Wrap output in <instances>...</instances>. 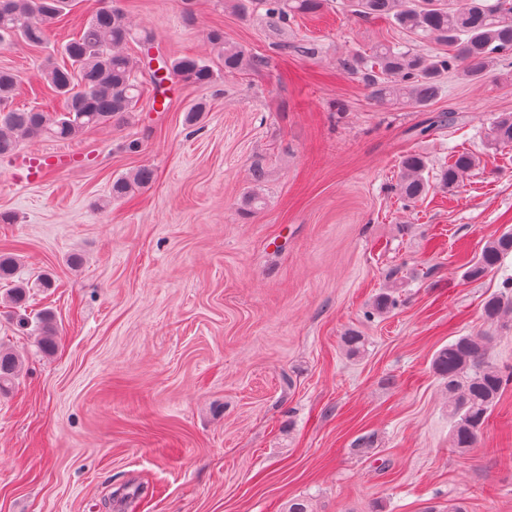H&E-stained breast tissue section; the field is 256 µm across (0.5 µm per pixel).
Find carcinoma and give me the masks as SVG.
Masks as SVG:
<instances>
[{
    "instance_id": "1",
    "label": "carcinoma",
    "mask_w": 512,
    "mask_h": 512,
    "mask_svg": "<svg viewBox=\"0 0 512 512\" xmlns=\"http://www.w3.org/2000/svg\"><path fill=\"white\" fill-rule=\"evenodd\" d=\"M71 0H0V46L23 42L40 47L49 43L48 32L62 20ZM271 25L281 27L287 16L316 15L325 0H266ZM356 15L367 19H385L395 26L454 48V53L427 55L401 45L380 44L367 56H354L343 62L352 72L363 66L371 69L373 95L381 101L422 107L437 97L439 78L449 70H458L471 79L481 78L497 60L512 55V0H457L450 7L439 0H351ZM150 43L154 37L137 34L126 22L124 9L116 0L92 13L76 36L58 45L61 59L48 55L42 63L43 83L60 98L59 110L13 105L18 87L17 75L0 69V156L16 151L22 140L39 136L59 141L79 138L86 130L102 124L123 123L136 109L142 86L135 75L134 63L120 47L130 40ZM207 39L217 49L224 71L235 73L256 69L263 60L246 53L240 46L224 39V30L213 28ZM167 74L185 80L207 82L214 76L212 67L202 58L183 56L161 58ZM492 140L512 145V115H501L491 127ZM476 158L467 151L452 155L439 174L442 187L457 186L474 167ZM398 185L400 196L415 202L429 189L424 177L427 165L418 154L406 155ZM155 172L142 166L129 175L112 181L111 197L123 199L134 189L150 185ZM512 253V232L489 241L469 265L464 277L476 280L498 268ZM18 259L12 253L0 254V284L10 283L8 302L21 311L26 308L31 289L53 286L49 275L33 281L16 279ZM483 314L491 322H500L512 306L499 295L489 296ZM19 327L33 326L42 351L50 353L58 346L59 327L51 310L34 320L18 319ZM492 336L478 333L461 336L438 350L432 370L444 382L448 392L450 440L460 453L474 448L504 388L512 382V372H505L488 361ZM21 357L0 345V396L9 395L18 379Z\"/></svg>"
}]
</instances>
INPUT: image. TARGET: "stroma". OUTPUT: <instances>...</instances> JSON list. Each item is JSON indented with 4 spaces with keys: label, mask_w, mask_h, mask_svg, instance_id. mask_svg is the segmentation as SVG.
<instances>
[{
    "label": "stroma",
    "mask_w": 512,
    "mask_h": 512,
    "mask_svg": "<svg viewBox=\"0 0 512 512\" xmlns=\"http://www.w3.org/2000/svg\"><path fill=\"white\" fill-rule=\"evenodd\" d=\"M237 4L122 0L161 53L214 63V81L174 75L165 111L148 90L126 123L23 142L85 156L43 182L13 184L0 157V212L14 218L0 250H15L20 277L51 276L27 312L52 310L60 328L45 355L0 306V343L24 359L0 396V512H126L112 499L121 486L141 490L137 512H286L293 499L309 512H512V385L462 454L431 368L483 330L491 362L512 371V326L482 314L512 254L463 277L512 230V146L487 138L512 114V63L476 81L448 74L427 107L403 108L342 61L418 47L413 35L347 0L278 30L263 0L244 15ZM215 27L263 66L225 73L206 39ZM44 55L0 48L21 79L15 104L51 101ZM199 102L202 120L185 125ZM453 150L478 164L448 190L438 173ZM409 153L427 158L431 185L413 203L396 190ZM143 165L155 181L111 199L113 179ZM383 292L398 305L381 314ZM351 332L365 339L356 355ZM512 253V232L507 231L498 238L489 241L476 259L469 265L464 277L476 280L498 268L503 258Z\"/></svg>",
    "instance_id": "1"
}]
</instances>
